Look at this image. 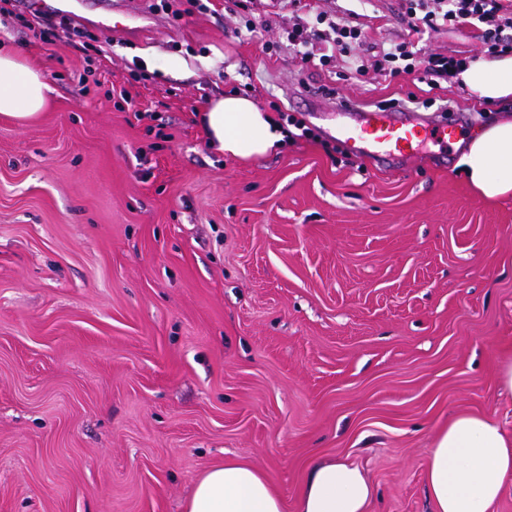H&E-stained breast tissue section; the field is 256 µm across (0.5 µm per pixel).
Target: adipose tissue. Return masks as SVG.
<instances>
[{
  "label": "adipose tissue",
  "instance_id": "1",
  "mask_svg": "<svg viewBox=\"0 0 512 512\" xmlns=\"http://www.w3.org/2000/svg\"><path fill=\"white\" fill-rule=\"evenodd\" d=\"M457 80L485 102H512V54L477 57L458 72ZM51 93L23 56L0 49V116L33 118ZM203 123L216 152L242 159L281 148L287 136L272 115L239 94L211 101ZM460 163L483 197L512 194V121L477 128ZM509 480L512 437L490 417L460 413L439 431L427 463L434 512H491ZM372 497V485L358 466L332 460L311 467L294 512H368ZM184 512H284V504L260 470L230 458L200 476Z\"/></svg>",
  "mask_w": 512,
  "mask_h": 512
}]
</instances>
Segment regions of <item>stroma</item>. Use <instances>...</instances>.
<instances>
[{"mask_svg":"<svg viewBox=\"0 0 512 512\" xmlns=\"http://www.w3.org/2000/svg\"><path fill=\"white\" fill-rule=\"evenodd\" d=\"M371 46L408 40L401 0H320ZM67 0L101 67L0 15V46L53 89L26 123L0 117V512H183L199 476L235 457L293 504L310 466L351 461L369 512H433L427 461L460 412L512 433L497 367L512 353V197L482 199L455 146L400 163L337 136L416 95L458 137L500 119L456 82L432 89L365 59L301 65L289 13L238 0ZM427 53L485 51L469 27ZM125 86L129 100L110 95ZM249 95L290 133L276 153L215 154L211 99ZM144 118H136V111ZM307 135L292 132L293 122Z\"/></svg>","mask_w":512,"mask_h":512,"instance_id":"35a3bbf8","label":"stroma"}]
</instances>
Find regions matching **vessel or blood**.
I'll return each mask as SVG.
<instances>
[{"label":"vessel or blood","instance_id":"obj_1","mask_svg":"<svg viewBox=\"0 0 512 512\" xmlns=\"http://www.w3.org/2000/svg\"><path fill=\"white\" fill-rule=\"evenodd\" d=\"M342 134L353 149L387 161L414 157L423 139L431 137L447 145L456 136L454 129L445 125L415 117L394 119L380 111L367 112L357 126L343 129Z\"/></svg>","mask_w":512,"mask_h":512}]
</instances>
